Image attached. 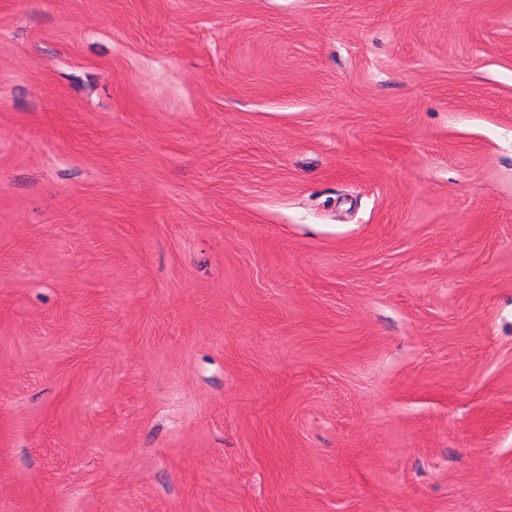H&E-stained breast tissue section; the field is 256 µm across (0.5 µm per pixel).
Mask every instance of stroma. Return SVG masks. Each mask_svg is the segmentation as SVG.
<instances>
[{"label": "stroma", "instance_id": "obj_1", "mask_svg": "<svg viewBox=\"0 0 512 512\" xmlns=\"http://www.w3.org/2000/svg\"><path fill=\"white\" fill-rule=\"evenodd\" d=\"M0 512H512V0H0Z\"/></svg>", "mask_w": 512, "mask_h": 512}]
</instances>
